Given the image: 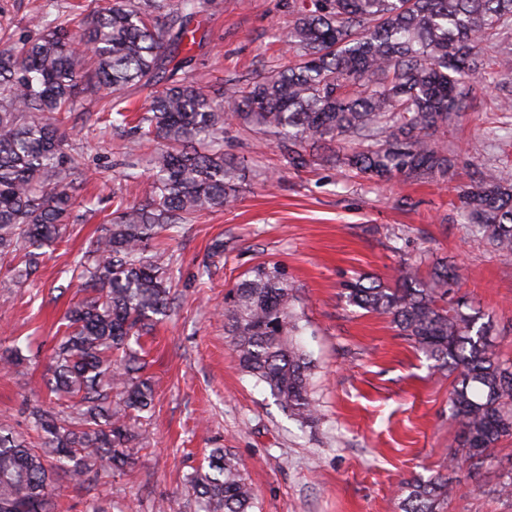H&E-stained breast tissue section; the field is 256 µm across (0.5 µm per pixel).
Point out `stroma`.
<instances>
[{
    "label": "stroma",
    "mask_w": 512,
    "mask_h": 512,
    "mask_svg": "<svg viewBox=\"0 0 512 512\" xmlns=\"http://www.w3.org/2000/svg\"><path fill=\"white\" fill-rule=\"evenodd\" d=\"M303 0H211L201 18L210 40L187 75L221 91L288 62L283 41ZM498 91L478 90L446 137L447 178L378 184L338 162L284 167L275 143L236 127L224 150L244 166L237 198L184 225L155 247L179 293L171 317L142 337L156 386L134 464L88 481L60 477L59 512H196L186 474L210 449L227 448L244 465L256 512H399L412 477L445 472L459 432L451 419V381L388 319L347 304L342 283L363 275L390 285L403 262L446 257L461 267L459 293L493 317L496 350L512 362V262L476 240L458 216V194L487 164L512 168V138H488L500 126ZM120 139L94 119L78 122L73 148L85 159L87 192L99 211L69 225L63 243L24 283L0 276V345L30 348L34 359L0 369V425L30 435L26 404L55 406L45 386L49 356L81 299L64 273L85 240L100 234L113 196L134 200L149 175L125 180ZM223 241L222 253L212 246ZM262 261L287 267L296 285L299 341L311 361L309 389L319 421L292 419L256 378L235 364L224 330V298ZM444 512H512L497 489L512 480V437L478 468L463 469Z\"/></svg>",
    "instance_id": "1"
}]
</instances>
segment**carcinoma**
<instances>
[{
	"mask_svg": "<svg viewBox=\"0 0 512 512\" xmlns=\"http://www.w3.org/2000/svg\"><path fill=\"white\" fill-rule=\"evenodd\" d=\"M208 2L105 0L89 13L79 0H56L22 41L0 27V269L28 279L78 220L87 172L66 126L80 94L101 92L99 111L121 131L127 155L159 142L150 191L136 201L114 196L109 224L68 268L85 296L66 312L46 387L70 403L71 420L29 405L38 448L0 428V512H54L57 475L80 480L132 462L139 414L151 411L156 389L130 340L149 335L175 303L169 269L148 252L160 233L172 238L233 202L242 168L224 152L227 128L273 138L293 170L340 158L318 150L345 141L357 145L343 157L349 168L424 181L448 175L438 134L493 65L497 110L512 112V0H310L286 32L293 60L230 80L220 94L179 76L197 44L191 24ZM132 86L152 89L148 104L125 105ZM459 199L466 223L512 258V171L482 167ZM459 279L446 258L425 275L406 262L395 287L360 278L344 297L390 319L435 372L453 376L456 456L475 466L512 436V362L500 360L483 315L464 311ZM294 291L284 266L259 263L226 296L224 326L241 370L312 425L318 411ZM25 360L18 346L0 353L9 367ZM188 483L197 512H253L251 483L225 448L211 449ZM459 483L451 462L445 475L414 477L400 510L443 512Z\"/></svg>",
	"mask_w": 512,
	"mask_h": 512,
	"instance_id": "obj_1",
	"label": "carcinoma"
}]
</instances>
